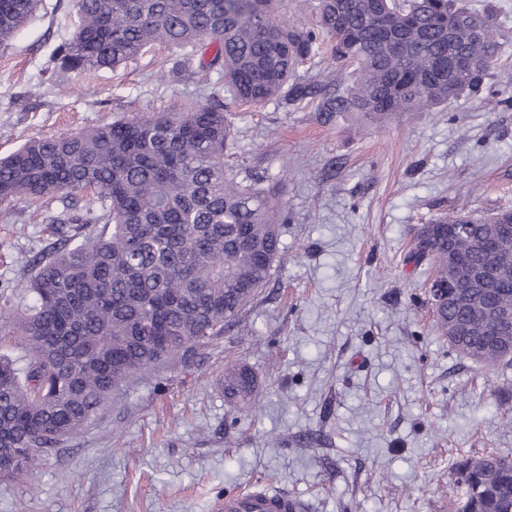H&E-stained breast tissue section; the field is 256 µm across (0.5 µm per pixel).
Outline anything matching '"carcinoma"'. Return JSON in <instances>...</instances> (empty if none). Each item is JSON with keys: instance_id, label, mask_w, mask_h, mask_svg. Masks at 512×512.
I'll return each instance as SVG.
<instances>
[{"instance_id": "cac0c4a2", "label": "carcinoma", "mask_w": 512, "mask_h": 512, "mask_svg": "<svg viewBox=\"0 0 512 512\" xmlns=\"http://www.w3.org/2000/svg\"><path fill=\"white\" fill-rule=\"evenodd\" d=\"M38 0H0V44L33 13ZM282 0H74L78 24L54 50L66 70L116 68L155 44L199 57L217 75L209 104L152 112L67 136L32 139L0 159V200L36 203L82 193L86 203L50 218L97 224L80 241L68 237L33 261L22 291L33 304L0 318L15 324L23 359L0 354V448L23 454L0 459V485L31 478L65 440L79 436L139 371L189 359L224 335L269 282L280 253L284 209L274 189L239 180L224 163L235 130L219 91L233 104L261 106L285 97L312 98L322 89L296 80L325 40L353 67L342 94L323 97L324 112H350L383 124L402 112H434L487 92L499 107L512 96L486 86L500 67V35L491 13L470 0H318L315 19H286ZM213 55H208V50ZM493 217L446 216L430 222V244L410 247L406 261L433 263L448 280V226L468 225L453 246L472 265L486 262L481 243ZM507 259L495 288L456 292L487 318L512 307V232L496 236ZM434 326L466 322L468 308L431 305ZM474 321L450 344L491 366L512 353ZM256 379L244 364L224 370V396L251 404ZM457 512H512V459L495 453L451 465Z\"/></svg>"}]
</instances>
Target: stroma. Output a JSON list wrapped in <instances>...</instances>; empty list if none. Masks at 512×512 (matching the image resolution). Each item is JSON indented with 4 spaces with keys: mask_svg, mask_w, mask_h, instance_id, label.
<instances>
[{
    "mask_svg": "<svg viewBox=\"0 0 512 512\" xmlns=\"http://www.w3.org/2000/svg\"><path fill=\"white\" fill-rule=\"evenodd\" d=\"M73 0H39L0 46V158L34 138L206 102L214 73L163 44L81 74L51 60ZM226 164L275 184L288 213L269 283L197 356L141 371L35 479L0 486V512H210L219 497L275 489L307 512H453L449 468L512 459V367L462 356L432 325L426 266L407 263L443 215L512 210V109L470 97L383 126L318 100L230 107ZM0 201V303L24 310L36 254L88 224ZM247 365L259 403L224 397Z\"/></svg>",
    "mask_w": 512,
    "mask_h": 512,
    "instance_id": "stroma-1",
    "label": "stroma"
}]
</instances>
